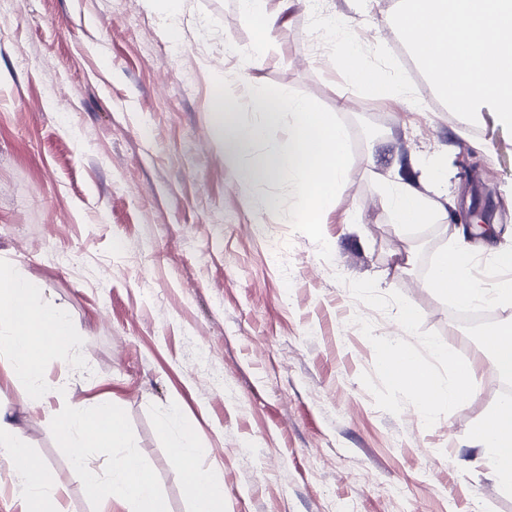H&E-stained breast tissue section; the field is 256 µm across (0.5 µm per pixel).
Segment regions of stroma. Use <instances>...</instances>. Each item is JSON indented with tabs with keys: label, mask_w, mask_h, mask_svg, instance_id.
Returning a JSON list of instances; mask_svg holds the SVG:
<instances>
[{
	"label": "stroma",
	"mask_w": 512,
	"mask_h": 512,
	"mask_svg": "<svg viewBox=\"0 0 512 512\" xmlns=\"http://www.w3.org/2000/svg\"><path fill=\"white\" fill-rule=\"evenodd\" d=\"M396 0H294L251 68L255 32L238 0H8L0 4V263L37 283L75 336L45 351L42 407L0 369V409L61 488L59 512H113L76 475L56 433L72 406L108 402L149 465L169 512H194L161 426L177 413L217 467L224 512H512L471 431L500 404L503 380L424 282L491 197L494 236L475 237L473 275L512 245V133L496 114L448 112L402 42L381 40ZM354 24L365 62L406 84L414 110L373 95L336 64ZM250 97L285 93L347 132L349 179L314 229L291 223L280 180L242 186L212 133L219 77ZM56 96H45V87ZM374 163H366L365 154ZM448 172L431 223L394 224L397 163ZM413 251L407 271L395 254ZM419 314L403 331L399 311ZM388 336L444 379L477 368L469 395L423 418L378 366Z\"/></svg>",
	"instance_id": "obj_1"
}]
</instances>
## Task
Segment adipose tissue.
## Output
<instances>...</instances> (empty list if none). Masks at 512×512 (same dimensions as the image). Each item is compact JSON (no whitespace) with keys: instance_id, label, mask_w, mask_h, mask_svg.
Wrapping results in <instances>:
<instances>
[{"instance_id":"obj_1","label":"adipose tissue","mask_w":512,"mask_h":512,"mask_svg":"<svg viewBox=\"0 0 512 512\" xmlns=\"http://www.w3.org/2000/svg\"><path fill=\"white\" fill-rule=\"evenodd\" d=\"M245 21L256 32L251 65L264 59L267 34L281 21L280 9L271 0H240ZM343 60L356 84L397 103L408 100L402 82L386 69L363 62L364 44L351 34H344L336 53ZM256 118L244 122L237 117L236 106L227 99L215 105V136L221 141L225 159L238 172L243 185L253 187L276 179H287L299 203L291 215L296 224L319 223L328 203L346 183L350 155L343 127L329 113L319 111L309 100L280 94L262 93L252 100ZM292 122L287 145L269 142L267 132L283 115ZM389 204L394 223L430 222L436 204L424 196L414 179H403L391 188ZM472 246L464 233H456L455 246L441 253L425 281L426 287L448 298L456 307L468 308L479 303L512 305V248L494 252L497 267L507 270L505 278L482 285L470 277ZM34 283L22 279L9 265H0V352L13 380L27 386L34 403H41L50 391L42 375L39 354L51 346L52 336L72 341L73 325L61 310L42 308L34 301ZM382 371L399 387L403 397L414 398L418 412L431 416L437 406H454L469 390L473 366L456 368L453 381H444L411 352L399 347L395 338H386L381 347ZM78 463L79 478L102 488L105 497L127 505L128 512H167L159 492L143 461L129 449L130 439L119 415L104 402L70 408L58 431ZM196 433L181 428L172 439L177 458L184 464L185 486L198 503V512H224V485L221 477L207 469L193 466ZM477 444L490 455L502 493L512 495V404L499 405L475 431ZM103 442L114 448L112 474L101 483L96 470L84 460V450L91 443ZM26 495L24 512H53L59 487L48 476L43 464L27 458L20 469Z\"/></svg>"}]
</instances>
